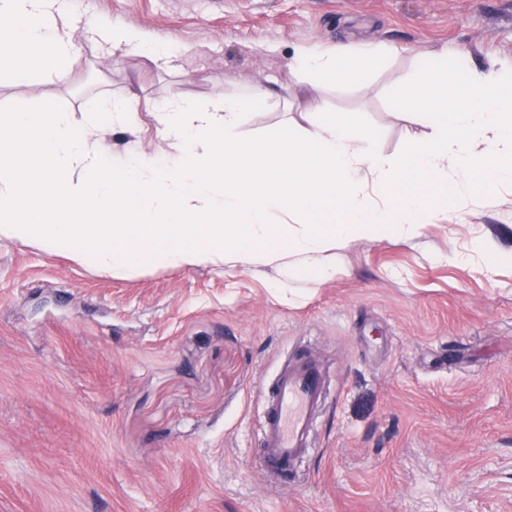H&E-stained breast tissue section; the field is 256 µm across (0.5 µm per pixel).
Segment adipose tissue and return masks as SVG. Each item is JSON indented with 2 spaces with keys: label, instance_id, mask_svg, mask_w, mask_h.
Segmentation results:
<instances>
[{
  "label": "adipose tissue",
  "instance_id": "adipose-tissue-1",
  "mask_svg": "<svg viewBox=\"0 0 512 512\" xmlns=\"http://www.w3.org/2000/svg\"><path fill=\"white\" fill-rule=\"evenodd\" d=\"M75 18L69 0H0V70L21 79L45 70L62 76L79 54L74 39ZM104 44L146 59L158 68H171L177 50L148 38L131 25L101 24ZM354 45H340L332 52L303 51L292 60L296 80L347 77L351 65L361 63Z\"/></svg>",
  "mask_w": 512,
  "mask_h": 512
}]
</instances>
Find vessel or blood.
<instances>
[{
    "label": "vessel or blood",
    "mask_w": 512,
    "mask_h": 512,
    "mask_svg": "<svg viewBox=\"0 0 512 512\" xmlns=\"http://www.w3.org/2000/svg\"><path fill=\"white\" fill-rule=\"evenodd\" d=\"M328 391L323 365L307 352H298L278 370L256 437L260 467L279 485H291L310 456Z\"/></svg>",
    "instance_id": "b4317fda"
}]
</instances>
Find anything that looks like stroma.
Returning a JSON list of instances; mask_svg holds the SVG:
<instances>
[{
  "label": "stroma",
  "instance_id": "stroma-1",
  "mask_svg": "<svg viewBox=\"0 0 512 512\" xmlns=\"http://www.w3.org/2000/svg\"><path fill=\"white\" fill-rule=\"evenodd\" d=\"M81 53L46 84L0 73V106L76 118L136 93L131 126L101 127L104 155L167 163L150 112L254 87L267 109L243 138L326 111L359 115L387 155L423 140L391 83L439 51L478 69L512 61V0H80ZM182 51L160 70L115 50L98 22ZM387 46L374 71L299 82L301 50ZM512 188L462 193L417 237L348 240L323 282L272 288L273 267L149 268L134 276L0 240V512H512ZM309 342L332 380L315 450L282 488L258 464L263 396Z\"/></svg>",
  "mask_w": 512,
  "mask_h": 512
}]
</instances>
